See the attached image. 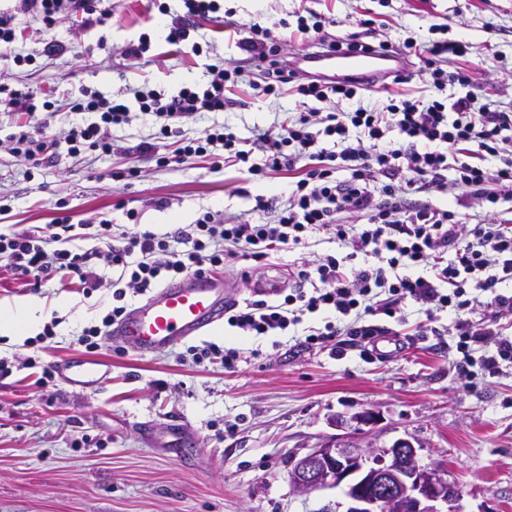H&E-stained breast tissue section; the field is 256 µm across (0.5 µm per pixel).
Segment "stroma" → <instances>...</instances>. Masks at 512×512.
Returning a JSON list of instances; mask_svg holds the SVG:
<instances>
[{"label":"stroma","instance_id":"35a3bbf8","mask_svg":"<svg viewBox=\"0 0 512 512\" xmlns=\"http://www.w3.org/2000/svg\"><path fill=\"white\" fill-rule=\"evenodd\" d=\"M98 7L110 11L106 23L69 16L47 34L32 15L18 12L15 0H0V12L15 14L21 32L12 50L0 52V84L50 100L84 87L114 93L128 84L173 93L201 80L206 65L243 57L233 34L206 55L169 52L159 28L146 22L151 0H100ZM224 8L240 24L264 22L297 53L306 42L290 26L305 11L325 17V32L335 39L355 32L356 18L366 14L395 41H454L473 69L470 92L492 107H512V0H224ZM489 22L495 33L486 32ZM441 24L447 32H438ZM144 32L153 39L152 60L128 67L121 51ZM49 35L65 45L64 54L26 71L14 64V54L36 53ZM233 93L235 107L184 120L185 132L218 123L248 138L299 107L295 97L263 98L245 82ZM130 166L140 168L138 180H114V172ZM291 190L281 176L255 180L199 158L159 167L135 155L78 166L62 158L29 178L0 144V233L47 226L62 202L73 223L88 227L71 242L83 250L97 247L104 221L162 234L209 208L258 224L264 216L253 211V195L284 197ZM128 207L138 210V224L127 220ZM336 249L319 235L309 247L275 252L264 266L242 261L222 274L239 298L271 300L302 258ZM1 301L31 302L40 323L59 324L43 344L0 335V358L12 363L11 373H0V512H321L343 501L341 489L298 493L290 458L334 435L336 416L364 408L379 414L378 444L408 438L420 444L423 462L447 467L462 512H512V370L469 383L455 369L454 341L437 345L417 336L423 316L416 311L397 328L403 348L382 360L299 347L288 332L241 336L225 324L205 341L249 354L258 349L261 357L250 355L228 371L194 363L182 344L142 354L106 341L96 353L108 365L106 379L76 392L58 378L44 386L37 380L44 365L79 353L83 328L112 307L111 288L86 296L55 275L34 290L0 266ZM181 428L195 439L188 463L164 450Z\"/></svg>","mask_w":512,"mask_h":512}]
</instances>
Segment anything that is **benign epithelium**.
Segmentation results:
<instances>
[{
  "label": "benign epithelium",
  "mask_w": 512,
  "mask_h": 512,
  "mask_svg": "<svg viewBox=\"0 0 512 512\" xmlns=\"http://www.w3.org/2000/svg\"><path fill=\"white\" fill-rule=\"evenodd\" d=\"M377 420L369 410L334 420L340 433L291 459L293 487L311 493L340 485L345 512H459L460 494L448 471L422 463L408 439L377 445Z\"/></svg>",
  "instance_id": "1"
}]
</instances>
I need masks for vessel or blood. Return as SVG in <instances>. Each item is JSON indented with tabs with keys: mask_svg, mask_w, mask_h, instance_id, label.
Listing matches in <instances>:
<instances>
[{
	"mask_svg": "<svg viewBox=\"0 0 512 512\" xmlns=\"http://www.w3.org/2000/svg\"><path fill=\"white\" fill-rule=\"evenodd\" d=\"M300 70L322 77L378 81L403 66L400 55L375 50L342 52L328 50L300 55ZM235 302L222 277L188 274L156 289L132 307L108 331V340L117 346L133 345L145 353H157L204 335L223 323ZM64 381L72 388L87 389L107 374L105 364L84 355H74L59 363Z\"/></svg>",
	"mask_w": 512,
	"mask_h": 512,
	"instance_id": "vessel-or-blood-1",
	"label": "vessel or blood"
}]
</instances>
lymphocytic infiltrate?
Listing matches in <instances>:
<instances>
[{
	"mask_svg": "<svg viewBox=\"0 0 512 512\" xmlns=\"http://www.w3.org/2000/svg\"><path fill=\"white\" fill-rule=\"evenodd\" d=\"M180 2L176 11L166 0L158 5L159 13L171 19L165 43L196 55L214 49V40L199 43L194 36L205 23L231 20L222 0ZM19 9L47 27L63 16L85 22L94 18L101 24L108 18L107 12L97 11L95 0H19ZM357 25L345 42H330L322 19H297L299 33L334 49L394 48L376 41L374 19H358ZM237 47L258 69L263 95L288 93L305 103L312 98L315 106L306 104L278 123L276 131L260 130L250 138L217 124L188 135L181 128L183 120L234 105L227 90L241 81L242 67L212 64L205 82L184 85L170 96L139 87L128 96L83 90L69 104L83 118L70 128L62 151L60 142L47 134L58 112L55 102L38 104L33 95L0 84V116L10 118L13 127L10 151L32 169L64 153L77 160L89 153L109 156L120 150L114 128L129 124L136 111L152 118L153 132L135 150L157 166L196 157L264 179L284 172L294 185L287 199L256 196L254 209L264 215L258 224L206 211L194 223L164 234L103 230L102 246L87 251L68 248L76 226L63 211L45 234H0V255H7L9 267L38 282L54 274L67 276L87 296L106 283L101 268L111 269L114 305L100 324L84 328L78 338L92 353L107 327L126 312L127 290L144 296L182 275L241 260L260 262L279 250L307 247L322 232L340 245V252L303 261L292 273L287 294L276 301L234 304L227 324L245 336H266L318 312L322 324L307 327L299 346L325 348L345 336L360 345L367 359L370 339L391 335V322H405V309L415 302L425 307L426 336L439 335L440 313L453 314L461 374L476 367L482 375L494 376L503 364L512 365V336L498 323L503 315H512V293L506 290L512 283V226L493 217L470 224L458 212L425 200L429 194L458 191L480 200L492 213L512 202V110L490 108L468 93L470 69L450 64L451 57L463 56L461 46L444 39L420 47L404 39L399 49L405 57L419 59L421 72L429 74L430 96L422 101L396 93L372 105L363 102L362 88L354 81L301 80L281 40L261 23H252ZM451 85L465 88V95L448 96ZM327 102L337 103V110L321 111ZM490 157L500 159V166L485 167ZM344 213L358 216V223H342ZM478 306L490 316L486 325L470 318Z\"/></svg>",
	"mask_w": 512,
	"mask_h": 512,
	"instance_id": "1",
	"label": "lymphocytic infiltrate"
}]
</instances>
